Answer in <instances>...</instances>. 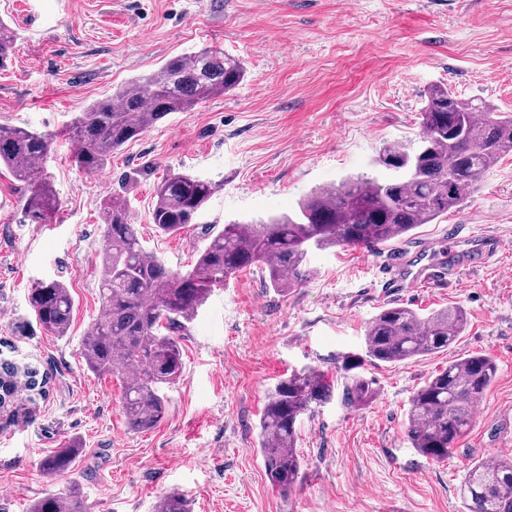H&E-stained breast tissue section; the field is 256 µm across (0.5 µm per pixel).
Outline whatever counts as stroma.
Instances as JSON below:
<instances>
[{
  "label": "stroma",
  "mask_w": 512,
  "mask_h": 512,
  "mask_svg": "<svg viewBox=\"0 0 512 512\" xmlns=\"http://www.w3.org/2000/svg\"><path fill=\"white\" fill-rule=\"evenodd\" d=\"M18 33L0 70V123L52 138L48 171L59 199L50 223L23 220L24 192L0 173V342L49 376L27 418L0 413V512L79 487L86 512H153L185 494L191 512H463L461 481L473 462L512 456V156L478 191L406 243L446 239L455 224L499 237L484 268L451 291L400 292L377 281L394 243L316 250L314 274L281 295L261 268L215 289L181 333L184 373L165 393L168 417L135 432L122 410L120 376L88 372L82 338L102 315L101 206L123 196L144 247L178 271L210 234L232 221L294 211L315 187L375 174L379 148L419 132L431 84L512 113V0H0ZM214 46L241 59L233 92L175 112L113 153L100 170L78 168L67 127L165 59ZM172 173L216 181L194 224L164 236L150 220L153 189ZM64 281L74 301L67 336H49L28 306L38 281ZM422 313L463 306L469 325L447 351L396 365H362L372 403L341 395L305 414L297 451L302 482L281 495L258 452L267 390L315 367L344 385L346 355L361 351L380 307ZM471 353L497 364L467 435L447 461L425 458L405 435L412 392ZM80 452L48 477L40 461L66 442Z\"/></svg>",
  "instance_id": "obj_1"
}]
</instances>
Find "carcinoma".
Masks as SVG:
<instances>
[{"label":"carcinoma","mask_w":512,"mask_h":512,"mask_svg":"<svg viewBox=\"0 0 512 512\" xmlns=\"http://www.w3.org/2000/svg\"><path fill=\"white\" fill-rule=\"evenodd\" d=\"M17 32L0 19V69L14 58ZM245 76L241 60L214 47L192 56L167 59L157 70L118 88L112 97L91 103L72 119L71 138L80 145L75 161L93 173L112 152L139 137L174 112L236 90ZM420 110V133L408 144L380 148L376 164L384 171L402 162L417 172L401 180L357 175L339 186L313 190L293 214L231 222L210 236L192 269L174 272L147 252L123 196L105 199L100 302L103 319L93 324L80 346L87 370L123 379L122 409L129 428L147 431L169 412L164 389L183 375L177 332L193 321L217 287L237 273L261 266L274 291L286 295L312 276V250L361 243L403 241L424 224L458 208L498 162L512 154V113L494 112L479 98L434 85ZM51 141L46 134L0 124V168L27 189L24 216L43 224L58 208L48 175ZM216 190L200 177L176 173L155 187L151 220L165 235L194 223ZM28 304L39 325L53 336L68 335L73 299L61 280L30 288ZM468 315L460 305L422 315L387 304L366 324L362 355L350 357L344 370L363 362L393 365L444 352L463 336ZM497 366L482 354L462 356L417 387L409 399L406 435L422 456L445 461L471 425L474 406L495 381ZM47 377L36 367L0 363V407L27 394H46ZM334 383L314 368L294 371L265 394L258 421V443L270 484L290 492L298 483L302 460L296 451L298 425L313 409L329 402ZM372 382L353 375L343 398L353 406L370 403ZM78 448L69 445L44 458L46 474L68 469ZM464 512H512V458L476 461L461 485ZM29 512H84L80 489L38 499ZM155 512H190L186 496L166 493Z\"/></svg>","instance_id":"1"}]
</instances>
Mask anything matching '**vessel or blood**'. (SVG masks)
I'll return each instance as SVG.
<instances>
[{
	"mask_svg": "<svg viewBox=\"0 0 512 512\" xmlns=\"http://www.w3.org/2000/svg\"><path fill=\"white\" fill-rule=\"evenodd\" d=\"M500 247L499 239L491 235L466 238L452 234L438 249L394 257L387 267L385 285L403 292L426 285L450 288L459 271L488 264Z\"/></svg>",
	"mask_w": 512,
	"mask_h": 512,
	"instance_id": "1",
	"label": "vessel or blood"
}]
</instances>
